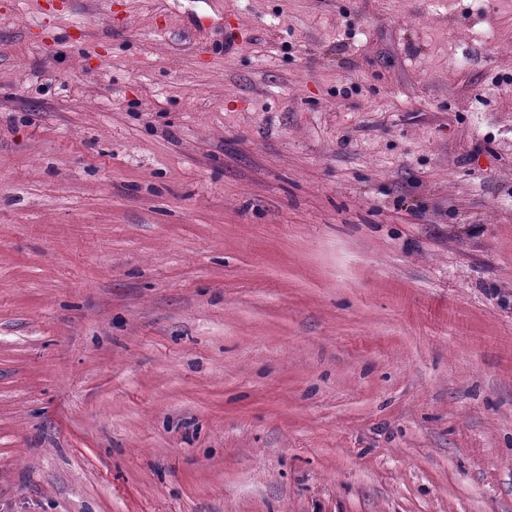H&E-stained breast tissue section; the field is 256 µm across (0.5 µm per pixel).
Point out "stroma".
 Instances as JSON below:
<instances>
[{
    "mask_svg": "<svg viewBox=\"0 0 512 512\" xmlns=\"http://www.w3.org/2000/svg\"><path fill=\"white\" fill-rule=\"evenodd\" d=\"M0 512H512V0H0Z\"/></svg>",
    "mask_w": 512,
    "mask_h": 512,
    "instance_id": "stroma-1",
    "label": "stroma"
}]
</instances>
